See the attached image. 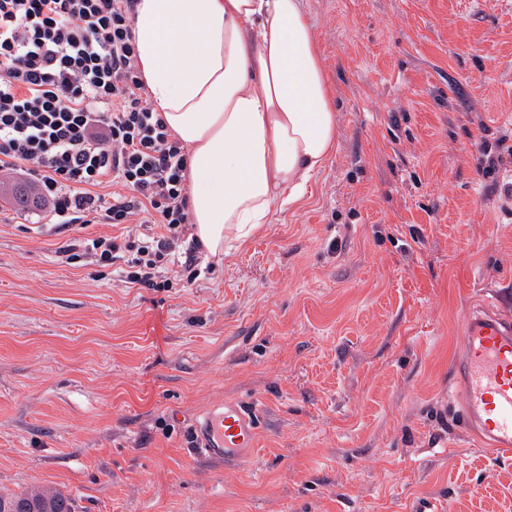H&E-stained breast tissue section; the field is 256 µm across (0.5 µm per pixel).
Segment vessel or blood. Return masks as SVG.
<instances>
[{
    "label": "vessel or blood",
    "mask_w": 512,
    "mask_h": 512,
    "mask_svg": "<svg viewBox=\"0 0 512 512\" xmlns=\"http://www.w3.org/2000/svg\"><path fill=\"white\" fill-rule=\"evenodd\" d=\"M462 354L451 382L462 399L461 419L478 432L489 453L512 456V322L489 310L470 315L461 330ZM254 410L227 402L207 415L196 433L202 455L235 464L252 454Z\"/></svg>",
    "instance_id": "vessel-or-blood-1"
}]
</instances>
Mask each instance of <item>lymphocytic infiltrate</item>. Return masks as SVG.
Wrapping results in <instances>:
<instances>
[{"label":"lymphocytic infiltrate","instance_id":"f902f5d3","mask_svg":"<svg viewBox=\"0 0 512 512\" xmlns=\"http://www.w3.org/2000/svg\"><path fill=\"white\" fill-rule=\"evenodd\" d=\"M136 0H0V172L32 183L50 223L126 225L73 238L62 263L118 267L161 291L182 266L203 269L192 224L187 152L147 100L132 18ZM120 185L98 194L104 181Z\"/></svg>","mask_w":512,"mask_h":512}]
</instances>
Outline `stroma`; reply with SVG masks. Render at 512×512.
Returning <instances> with one entry per match:
<instances>
[{"label":"stroma","instance_id":"1","mask_svg":"<svg viewBox=\"0 0 512 512\" xmlns=\"http://www.w3.org/2000/svg\"><path fill=\"white\" fill-rule=\"evenodd\" d=\"M337 109L306 197L155 292L66 265L0 173V492L76 512H512L448 400L469 312L512 319V0H305ZM252 456L191 448L221 402ZM35 507V508H33ZM74 512L73 499L56 490L0 494V512Z\"/></svg>","mask_w":512,"mask_h":512}]
</instances>
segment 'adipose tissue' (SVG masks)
I'll return each instance as SVG.
<instances>
[{"label":"adipose tissue","instance_id":"ef3b65f1","mask_svg":"<svg viewBox=\"0 0 512 512\" xmlns=\"http://www.w3.org/2000/svg\"><path fill=\"white\" fill-rule=\"evenodd\" d=\"M133 29L149 100L188 151L195 234L228 254L301 201L336 148L304 0H137Z\"/></svg>","mask_w":512,"mask_h":512}]
</instances>
